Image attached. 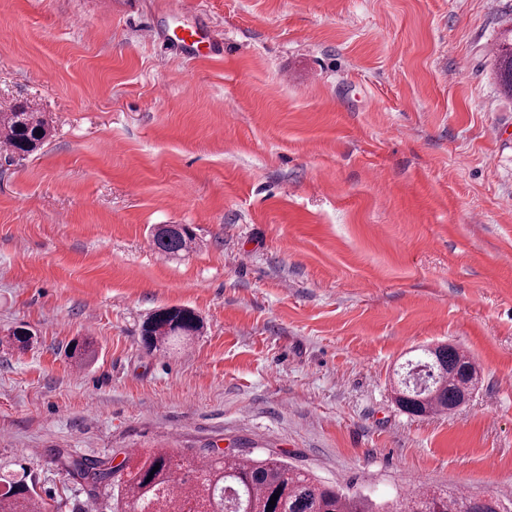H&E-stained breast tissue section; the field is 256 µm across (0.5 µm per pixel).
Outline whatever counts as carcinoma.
<instances>
[{
  "label": "carcinoma",
  "mask_w": 512,
  "mask_h": 512,
  "mask_svg": "<svg viewBox=\"0 0 512 512\" xmlns=\"http://www.w3.org/2000/svg\"><path fill=\"white\" fill-rule=\"evenodd\" d=\"M491 53L499 85L512 95V35L503 34ZM49 136L47 120L28 104L0 114V141L15 155H28ZM153 242L159 255L176 259L190 251L195 236L185 224H162L155 229ZM201 329L193 310L171 306L147 319L142 336L147 348L164 351L171 341ZM427 359L424 385H395L400 409L414 416L451 413L470 400L478 369L466 352L441 345L427 350ZM62 465L90 495L112 490L120 512H509L492 497L441 494L429 488L395 505L377 506L325 485L272 454L187 455L153 448L129 455L117 467L84 457H68ZM274 494L279 498L271 506ZM41 505L34 486L22 478L0 476V512H39Z\"/></svg>",
  "instance_id": "cac0c4a2"
}]
</instances>
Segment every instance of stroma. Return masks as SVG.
<instances>
[{
	"instance_id": "1",
	"label": "stroma",
	"mask_w": 512,
	"mask_h": 512,
	"mask_svg": "<svg viewBox=\"0 0 512 512\" xmlns=\"http://www.w3.org/2000/svg\"><path fill=\"white\" fill-rule=\"evenodd\" d=\"M199 22L222 53L173 47ZM510 28L512 0H0V113L50 124L0 147V473L45 512H112L59 455L245 450L379 505L511 508ZM158 224L194 250L161 257ZM169 306L201 333L149 350ZM441 342L478 388L409 415L392 369ZM491 53L499 85L504 93L512 95V30L510 36L504 33L494 43ZM49 136L47 120L29 104H18L12 112L0 114V140L19 157L33 152ZM153 242L159 255L176 259L190 251L195 242V236L188 225L162 224L155 229Z\"/></svg>"
}]
</instances>
